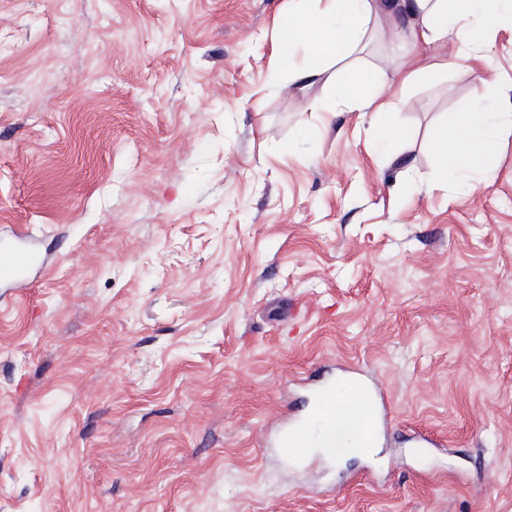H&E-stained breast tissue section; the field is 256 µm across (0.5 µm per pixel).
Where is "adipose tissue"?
Instances as JSON below:
<instances>
[{"label": "adipose tissue", "mask_w": 512, "mask_h": 512, "mask_svg": "<svg viewBox=\"0 0 512 512\" xmlns=\"http://www.w3.org/2000/svg\"><path fill=\"white\" fill-rule=\"evenodd\" d=\"M393 11L410 18L412 39L420 47L441 42L449 28L464 25L468 35L459 53L474 59L487 58L494 33L512 26V0H460L456 6L450 0H394L388 9L381 0H306L304 6L289 10L277 30L279 45L306 49L307 62L289 74V84L316 81L327 73L330 63L351 58L368 34L375 32L389 42H397L400 31L384 24ZM384 83L385 74L380 70H349L336 82L341 100L366 96L376 103L383 119L376 132L381 145L400 135L393 121L398 103L382 94ZM509 127L511 112H484L478 101H458L453 114L434 135L441 170L461 176L474 187L487 183L497 167L492 141L500 130ZM364 400V394L351 383L337 382L332 422L325 438L336 441L341 435L351 434L366 416Z\"/></svg>", "instance_id": "adipose-tissue-1"}]
</instances>
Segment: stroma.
<instances>
[{"label": "stroma", "mask_w": 512, "mask_h": 512, "mask_svg": "<svg viewBox=\"0 0 512 512\" xmlns=\"http://www.w3.org/2000/svg\"><path fill=\"white\" fill-rule=\"evenodd\" d=\"M290 0H0V512H512V130L473 191L430 133L491 69L381 41L405 135L285 87ZM319 100V111L306 104ZM391 404L371 458L294 459L310 376ZM420 432L437 447L419 453ZM31 263L29 254L22 251L0 253V279H19Z\"/></svg>", "instance_id": "35a3bbf8"}]
</instances>
